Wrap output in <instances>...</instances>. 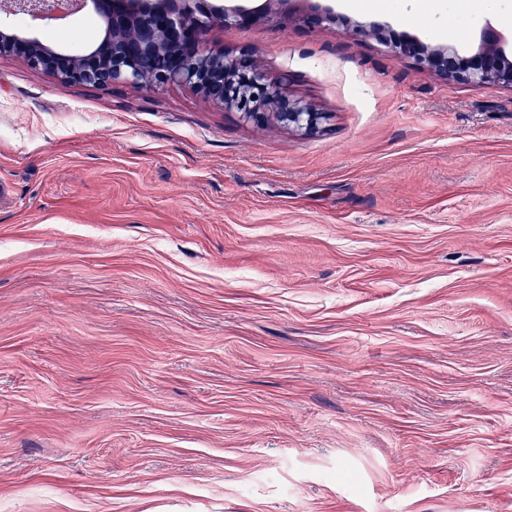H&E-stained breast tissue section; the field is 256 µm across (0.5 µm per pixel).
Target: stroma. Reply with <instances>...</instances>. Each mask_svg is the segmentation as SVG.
Here are the masks:
<instances>
[{
  "mask_svg": "<svg viewBox=\"0 0 512 512\" xmlns=\"http://www.w3.org/2000/svg\"><path fill=\"white\" fill-rule=\"evenodd\" d=\"M211 2L320 132L0 57V512H512V0ZM386 41L394 59L412 58L445 79L472 84L496 82L512 88V33L510 42L496 28L487 24L478 49L462 54L451 43L429 44L412 36ZM510 44V54L505 45Z\"/></svg>",
  "mask_w": 512,
  "mask_h": 512,
  "instance_id": "obj_1",
  "label": "stroma"
}]
</instances>
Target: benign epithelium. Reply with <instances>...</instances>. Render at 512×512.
<instances>
[{
	"label": "benign epithelium",
	"mask_w": 512,
	"mask_h": 512,
	"mask_svg": "<svg viewBox=\"0 0 512 512\" xmlns=\"http://www.w3.org/2000/svg\"><path fill=\"white\" fill-rule=\"evenodd\" d=\"M85 0H0L5 16L26 14L47 21L79 12ZM104 22L101 38L79 54L23 37L0 26V55L23 58L31 67L74 85L108 88L115 84L193 89L213 104L233 107L249 121L273 110L286 127L316 132L323 113L288 95L287 85L269 75L248 50L237 54L207 48L214 22L230 19L208 0H92ZM507 38L487 24L478 49L462 54L450 42L429 44L412 36L386 42L396 60L412 58L445 79L472 84L496 82L512 88V53Z\"/></svg>",
	"instance_id": "benign-epithelium-1"
}]
</instances>
